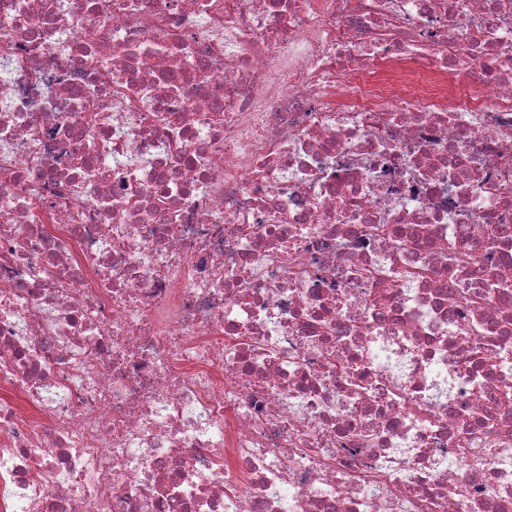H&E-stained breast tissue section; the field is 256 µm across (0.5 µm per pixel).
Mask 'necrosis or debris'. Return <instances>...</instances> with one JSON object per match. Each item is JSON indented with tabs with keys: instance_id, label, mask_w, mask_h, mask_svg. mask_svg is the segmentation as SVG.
Masks as SVG:
<instances>
[{
	"instance_id": "1",
	"label": "necrosis or debris",
	"mask_w": 512,
	"mask_h": 512,
	"mask_svg": "<svg viewBox=\"0 0 512 512\" xmlns=\"http://www.w3.org/2000/svg\"><path fill=\"white\" fill-rule=\"evenodd\" d=\"M0 62V512H512V0H0Z\"/></svg>"
}]
</instances>
